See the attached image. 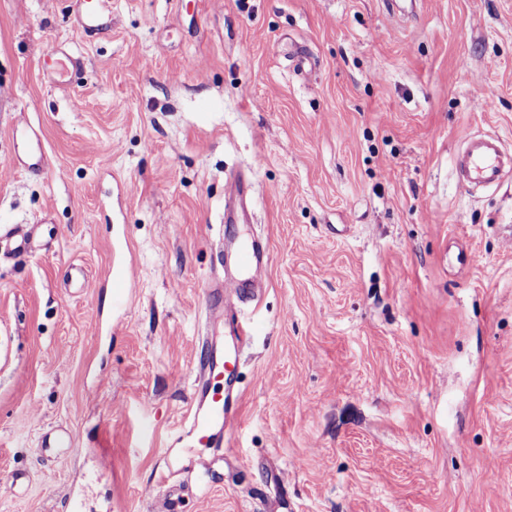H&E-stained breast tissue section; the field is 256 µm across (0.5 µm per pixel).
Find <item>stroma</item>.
Masks as SVG:
<instances>
[{
  "mask_svg": "<svg viewBox=\"0 0 512 512\" xmlns=\"http://www.w3.org/2000/svg\"><path fill=\"white\" fill-rule=\"evenodd\" d=\"M416 3L112 0L89 34L0 0V227L53 231L0 250V512H512V176L455 175L512 149V0ZM244 235L236 423L159 482ZM67 428L85 455L43 447ZM457 165L458 185L463 190L489 188L511 173V152L497 138L478 135L461 148ZM263 251L255 240H242L235 253V262L239 268L247 271L261 263Z\"/></svg>",
  "mask_w": 512,
  "mask_h": 512,
  "instance_id": "35a3bbf8",
  "label": "stroma"
}]
</instances>
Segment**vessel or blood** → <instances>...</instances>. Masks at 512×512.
<instances>
[{"label":"vessel or blood","instance_id":"obj_1","mask_svg":"<svg viewBox=\"0 0 512 512\" xmlns=\"http://www.w3.org/2000/svg\"><path fill=\"white\" fill-rule=\"evenodd\" d=\"M85 31L93 33L108 10L107 0H67ZM458 184L466 191L489 188L499 184L512 169V151L506 150L497 138L478 135L468 140L458 155ZM9 244L11 254L30 255L37 251L34 229L12 226L0 229V241ZM263 251L258 242L242 240L235 253V262L242 270L260 264ZM256 333L249 321L238 322L231 345H218L204 339L197 358V403L191 410L190 427L185 440L166 449L167 470H176L182 459L197 448H219L224 444V426L237 409L235 393L238 382L239 358L246 340Z\"/></svg>","mask_w":512,"mask_h":512}]
</instances>
